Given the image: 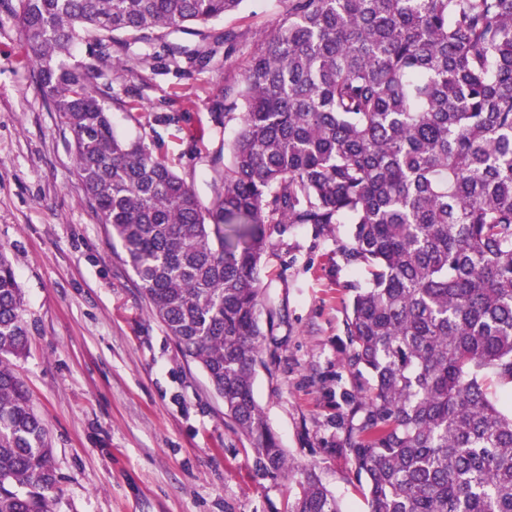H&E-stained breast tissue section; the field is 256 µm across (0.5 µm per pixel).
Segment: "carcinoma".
<instances>
[{
  "label": "carcinoma",
  "instance_id": "1",
  "mask_svg": "<svg viewBox=\"0 0 512 512\" xmlns=\"http://www.w3.org/2000/svg\"><path fill=\"white\" fill-rule=\"evenodd\" d=\"M243 2L18 0L99 223L273 482L295 469L254 394L266 226L351 225L339 254L369 278L346 285L341 451L367 512H512V411L487 379L512 386V0H288L212 100L238 128L206 203L115 134L99 80L110 60L205 68L234 34L202 27ZM83 40L95 60L69 62ZM23 306L0 247V512H50L49 431L7 362ZM296 485L285 512H344L315 469Z\"/></svg>",
  "mask_w": 512,
  "mask_h": 512
}]
</instances>
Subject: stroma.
Returning a JSON list of instances; mask_svg holds the SVG:
<instances>
[{
	"label": "stroma",
	"instance_id": "35a3bbf8",
	"mask_svg": "<svg viewBox=\"0 0 512 512\" xmlns=\"http://www.w3.org/2000/svg\"><path fill=\"white\" fill-rule=\"evenodd\" d=\"M0 0V245L24 292L27 352L11 359L45 421L61 477L52 512H284L295 482L253 476L249 445L224 401L152 314L118 240L100 224L76 173L74 146L39 86L13 9ZM285 0H245L210 24L233 32L204 70L163 62L108 68L114 130L139 140L212 197L213 163L236 128L214 96L240 80ZM346 224L272 227L261 259L264 366L254 393L289 457L315 466L344 512H367L351 459L339 452L347 283L337 242Z\"/></svg>",
	"mask_w": 512,
	"mask_h": 512
}]
</instances>
